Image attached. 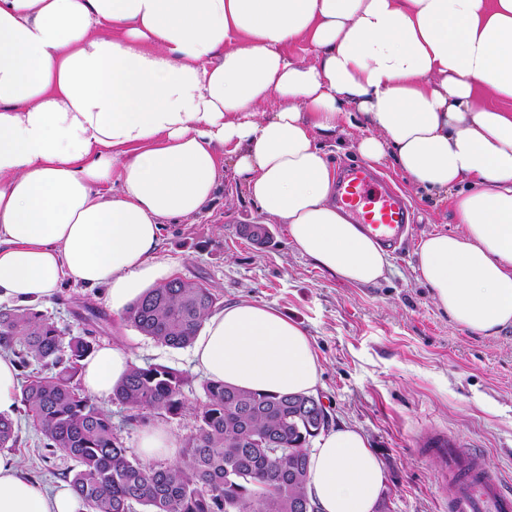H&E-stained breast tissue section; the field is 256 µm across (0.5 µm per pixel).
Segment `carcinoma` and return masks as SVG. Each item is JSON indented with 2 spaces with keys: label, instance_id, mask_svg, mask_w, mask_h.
Listing matches in <instances>:
<instances>
[{
  "label": "carcinoma",
  "instance_id": "1",
  "mask_svg": "<svg viewBox=\"0 0 512 512\" xmlns=\"http://www.w3.org/2000/svg\"><path fill=\"white\" fill-rule=\"evenodd\" d=\"M217 303L201 283L172 279L128 306L124 318L144 336L173 348L191 345ZM96 347L94 331L65 338L30 308L0 309V351L43 375L22 389L24 414L43 448L77 463L69 476L86 512H299L307 495L308 457L301 453L317 419L307 395H276L207 380L205 401L183 459L147 466L128 454L109 415L80 389L81 361ZM185 378L162 365L136 366L112 399L138 411L136 421L176 416ZM17 440L15 421L0 416V448Z\"/></svg>",
  "mask_w": 512,
  "mask_h": 512
}]
</instances>
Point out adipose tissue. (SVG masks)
I'll return each instance as SVG.
<instances>
[{
	"label": "adipose tissue",
	"instance_id": "ef3b65f1",
	"mask_svg": "<svg viewBox=\"0 0 512 512\" xmlns=\"http://www.w3.org/2000/svg\"><path fill=\"white\" fill-rule=\"evenodd\" d=\"M300 39L314 61L288 56ZM352 104L365 162L455 196L460 229L423 237L418 279L460 326L512 329V0H0V301L43 303L68 280L105 287L115 311L135 302L173 272L164 220L204 211L228 153L302 254L377 283L388 254L337 207L317 143ZM193 361L261 392L320 382L305 331L249 301L206 316ZM134 364L104 344L81 385L109 398ZM384 483L355 428L309 457L319 512H376ZM0 512L85 508L0 455Z\"/></svg>",
	"mask_w": 512,
	"mask_h": 512
}]
</instances>
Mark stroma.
<instances>
[{
  "instance_id": "stroma-1",
  "label": "stroma",
  "mask_w": 512,
  "mask_h": 512,
  "mask_svg": "<svg viewBox=\"0 0 512 512\" xmlns=\"http://www.w3.org/2000/svg\"><path fill=\"white\" fill-rule=\"evenodd\" d=\"M380 170L406 195L415 224L377 284L346 282L302 255L286 225L260 213L230 155L224 158V185L205 210L165 221L158 257L173 265L175 277L211 288L218 307L247 300L299 324L319 358L316 395L331 426L358 429L382 462L387 512H445L438 467L418 451L435 435L480 454L487 470L512 488V330L481 336L436 305L415 273L418 243L431 233L458 231L453 200L427 195L394 159ZM254 225L268 228L267 244L247 238L245 228ZM37 310L68 335L81 333L84 317L97 314L98 342L129 348L138 365H163L188 376L186 410L162 420L186 444L205 381L191 348H171L140 334L123 312L112 310L101 287L64 283ZM13 454L50 486L64 482L75 467L66 456L45 457L38 433L24 419Z\"/></svg>"
}]
</instances>
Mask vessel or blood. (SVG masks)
Returning a JSON list of instances; mask_svg holds the SVG:
<instances>
[{"mask_svg":"<svg viewBox=\"0 0 512 512\" xmlns=\"http://www.w3.org/2000/svg\"><path fill=\"white\" fill-rule=\"evenodd\" d=\"M336 203L384 249L399 250L409 238L414 218L406 199L369 167H340ZM423 448L439 465L448 512H512V493L477 454L463 452L443 435L426 440Z\"/></svg>","mask_w":512,"mask_h":512,"instance_id":"vessel-or-blood-1","label":"vessel or blood"}]
</instances>
